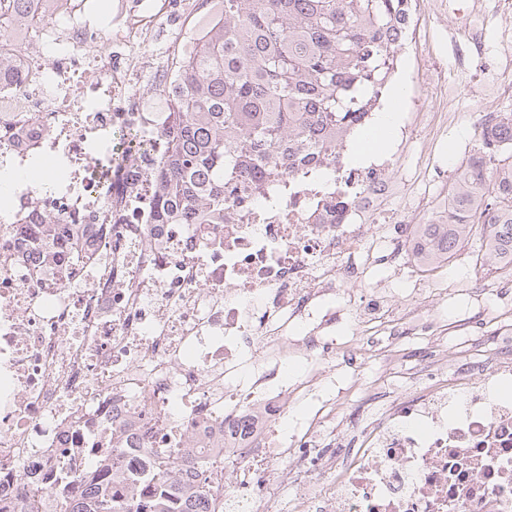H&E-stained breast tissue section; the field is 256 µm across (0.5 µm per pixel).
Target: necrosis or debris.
I'll return each instance as SVG.
<instances>
[{"label": "necrosis or debris", "instance_id": "1", "mask_svg": "<svg viewBox=\"0 0 512 512\" xmlns=\"http://www.w3.org/2000/svg\"><path fill=\"white\" fill-rule=\"evenodd\" d=\"M445 7L410 0L394 29L432 93L406 100L393 151L353 165L342 139L331 165L296 163L259 194L239 185L220 224L156 221L167 121L146 111L144 64L125 52L146 28L117 15L116 41L87 24L85 0H62L14 38L0 78V174L14 176L0 194V512H67L101 486L118 504L148 500L163 459L210 486L204 512H512V335L486 366L430 318L431 303L463 289L471 305L455 328L476 342L512 314V268L488 288L406 268L412 225L448 195L391 178L414 146L421 175L438 168L436 145L459 119L500 123L488 107L458 110L473 64L512 100V0L474 4L502 19L497 57L454 9L449 64L424 51L421 30ZM116 129L146 142L135 166H104ZM376 267L410 271L428 299L357 304ZM342 322L380 323L387 370L413 337L429 352L410 370L422 388L385 402L362 384L375 414L358 447L336 454L326 430L345 407L319 394L334 383L329 359L357 361L336 340ZM310 399L315 412L292 424Z\"/></svg>", "mask_w": 512, "mask_h": 512}]
</instances>
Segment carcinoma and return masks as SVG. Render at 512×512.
Masks as SVG:
<instances>
[{
    "mask_svg": "<svg viewBox=\"0 0 512 512\" xmlns=\"http://www.w3.org/2000/svg\"><path fill=\"white\" fill-rule=\"evenodd\" d=\"M0 11V76L16 47L7 38L14 15L39 25L59 0H10ZM209 10L189 50L174 64L165 90L168 144L156 175L162 224L224 223V192L248 182L259 190L288 171V160L314 154L336 161V136L373 111L397 63L391 22L405 0H202ZM456 172L448 189V220L418 224L415 261L449 262L474 225L486 229L489 259L512 264V159L493 164L488 182ZM167 463L163 489L150 512H197L200 496L176 487ZM69 512H116L92 490Z\"/></svg>",
    "mask_w": 512,
    "mask_h": 512,
    "instance_id": "carcinoma-1",
    "label": "carcinoma"
}]
</instances>
